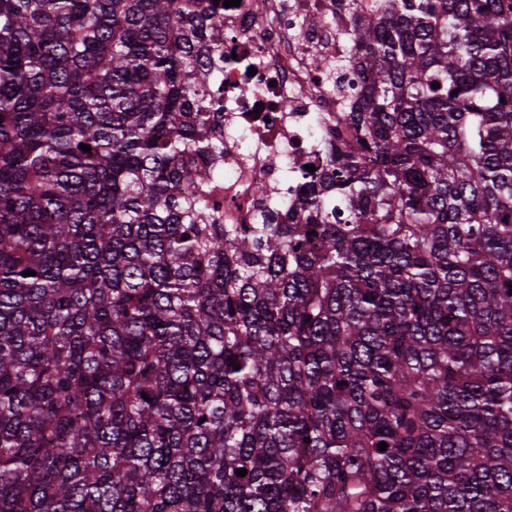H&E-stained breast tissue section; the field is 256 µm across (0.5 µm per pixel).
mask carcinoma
I'll return each instance as SVG.
<instances>
[{"label":"carcinoma","instance_id":"1","mask_svg":"<svg viewBox=\"0 0 512 512\" xmlns=\"http://www.w3.org/2000/svg\"><path fill=\"white\" fill-rule=\"evenodd\" d=\"M338 2L324 171L221 224L212 0H0V512H512V0Z\"/></svg>","mask_w":512,"mask_h":512}]
</instances>
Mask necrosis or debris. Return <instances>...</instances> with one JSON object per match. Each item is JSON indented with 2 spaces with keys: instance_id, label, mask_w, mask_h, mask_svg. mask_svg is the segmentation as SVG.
I'll list each match as a JSON object with an SVG mask.
<instances>
[{
  "instance_id": "4bbe7bcc",
  "label": "necrosis or debris",
  "mask_w": 512,
  "mask_h": 512,
  "mask_svg": "<svg viewBox=\"0 0 512 512\" xmlns=\"http://www.w3.org/2000/svg\"><path fill=\"white\" fill-rule=\"evenodd\" d=\"M218 16L225 53L246 64L225 66L212 87L224 99V163L206 195L222 223H255L272 198L284 221L305 188L303 165L327 139V118L342 114L347 86L359 80L308 59L346 58L351 44L336 32L334 0H241Z\"/></svg>"
}]
</instances>
